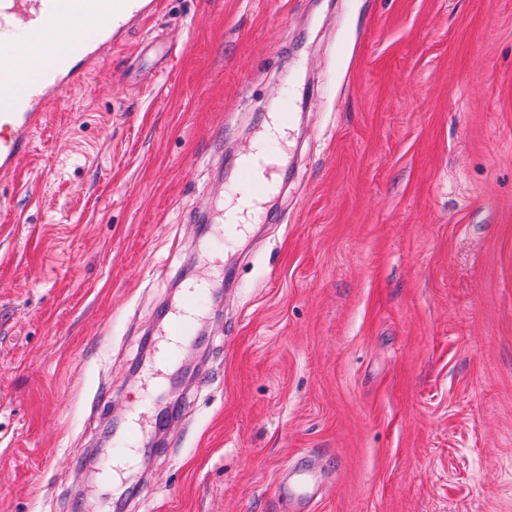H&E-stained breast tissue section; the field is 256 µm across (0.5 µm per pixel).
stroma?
Returning <instances> with one entry per match:
<instances>
[{
	"mask_svg": "<svg viewBox=\"0 0 512 512\" xmlns=\"http://www.w3.org/2000/svg\"><path fill=\"white\" fill-rule=\"evenodd\" d=\"M285 113L295 162L263 237L206 235ZM0 223V512H512V0H163L49 110ZM243 257L202 311L166 448L119 490L145 333ZM315 457H300L285 467L276 486V495L297 505L298 511H309V507L324 494L323 483H312L311 477L318 471Z\"/></svg>",
	"mask_w": 512,
	"mask_h": 512,
	"instance_id": "1",
	"label": "stroma"
}]
</instances>
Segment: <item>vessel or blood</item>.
<instances>
[{"instance_id": "obj_1", "label": "vessel or blood", "mask_w": 512, "mask_h": 512, "mask_svg": "<svg viewBox=\"0 0 512 512\" xmlns=\"http://www.w3.org/2000/svg\"><path fill=\"white\" fill-rule=\"evenodd\" d=\"M162 0H0V179L13 176L22 157L33 148V135L45 120L47 109L67 90L80 85L93 67L117 46L132 29L147 23ZM75 34L77 52L56 60L41 80L21 81L25 50L33 36H47L59 27ZM284 158L269 161L244 152L240 158V181L251 196L269 192L266 177L279 174ZM197 310L187 301L173 305L156 329L155 351L148 369L157 385L173 383L178 350L183 339L193 335ZM157 425L148 404L130 408L124 434L133 443L134 454L148 453L147 431ZM319 469L314 457H300L285 467L279 477L278 498L294 502L299 512H308L324 494L323 484L313 482Z\"/></svg>"}]
</instances>
